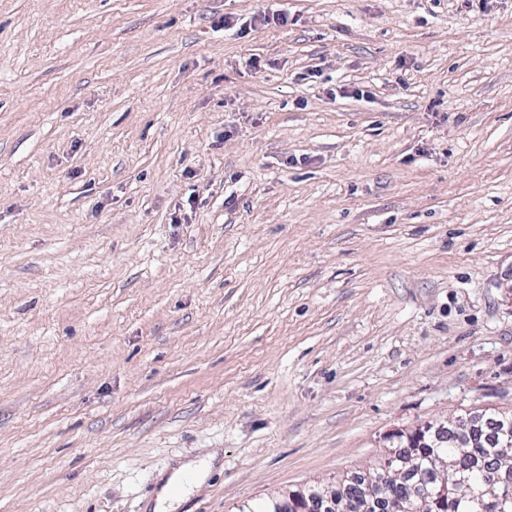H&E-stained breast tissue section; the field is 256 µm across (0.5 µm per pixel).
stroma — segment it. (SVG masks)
Masks as SVG:
<instances>
[{
  "label": "stroma",
  "instance_id": "stroma-1",
  "mask_svg": "<svg viewBox=\"0 0 512 512\" xmlns=\"http://www.w3.org/2000/svg\"><path fill=\"white\" fill-rule=\"evenodd\" d=\"M510 409L512 0H0V512Z\"/></svg>",
  "mask_w": 512,
  "mask_h": 512
}]
</instances>
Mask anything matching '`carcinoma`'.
<instances>
[{"label":"carcinoma","instance_id":"carcinoma-1","mask_svg":"<svg viewBox=\"0 0 512 512\" xmlns=\"http://www.w3.org/2000/svg\"><path fill=\"white\" fill-rule=\"evenodd\" d=\"M500 412L473 417L449 428L448 446L438 448L430 441H414L411 448H397L395 462L384 457L372 474L376 498L365 494L366 478L360 471L348 472L336 480V501L343 512H379L392 505L418 502L419 512H501L502 499L512 498V485L488 489L482 476L489 470L512 474V445L490 419ZM448 461V482L435 476L438 460ZM317 487L294 490L288 498V512H312Z\"/></svg>","mask_w":512,"mask_h":512}]
</instances>
